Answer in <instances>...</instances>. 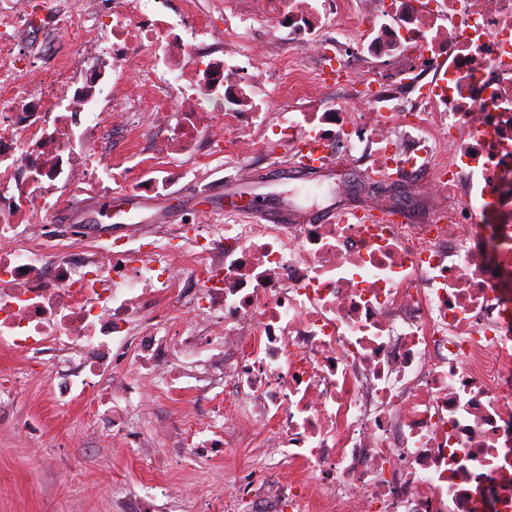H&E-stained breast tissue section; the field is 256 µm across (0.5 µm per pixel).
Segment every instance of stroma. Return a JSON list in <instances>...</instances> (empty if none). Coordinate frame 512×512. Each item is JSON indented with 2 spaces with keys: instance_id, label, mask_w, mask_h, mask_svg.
Here are the masks:
<instances>
[{
  "instance_id": "stroma-1",
  "label": "stroma",
  "mask_w": 512,
  "mask_h": 512,
  "mask_svg": "<svg viewBox=\"0 0 512 512\" xmlns=\"http://www.w3.org/2000/svg\"><path fill=\"white\" fill-rule=\"evenodd\" d=\"M46 2L38 27L23 33L22 39L40 57H62L69 51L65 18L70 2ZM248 161L256 179L248 194L263 197L275 212L286 208L313 215L341 197L377 205L400 204L410 210L417 207L411 189L375 193L366 175L346 167L321 177L318 194L312 197L306 192L307 181L279 176L263 152L250 151ZM223 176L220 158L203 172L187 167L175 190L155 195L151 208H136L127 201L122 207L137 221L159 215L173 224L192 216L205 219L220 212L222 196L195 204L191 195ZM113 203L109 194L69 197L46 221L81 226L88 237L108 242L116 232L108 217ZM8 363L19 369L20 385L10 420L0 422V512H116L122 499L149 494L155 484L164 482L184 485L188 495L179 501L160 502L159 512H197L205 502L223 500L226 470L247 468L261 453L258 441L247 439L229 454L220 448H169L155 441L147 455H137L107 437L101 423L91 419L82 405L54 406L48 383L26 371L22 358L11 357ZM69 470L73 478L64 479Z\"/></svg>"
}]
</instances>
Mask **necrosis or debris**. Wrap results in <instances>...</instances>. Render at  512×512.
Instances as JSON below:
<instances>
[{"label": "necrosis or debris", "instance_id": "necrosis-or-debris-1", "mask_svg": "<svg viewBox=\"0 0 512 512\" xmlns=\"http://www.w3.org/2000/svg\"><path fill=\"white\" fill-rule=\"evenodd\" d=\"M158 2L112 0L104 48L78 2L70 51L45 69L17 34L33 0H0V88L22 104L0 113V350L56 402L84 399L95 419L111 406L136 451L126 414L158 379L180 426L154 435L172 447L263 436L250 472H225L222 512H512V0H224L229 50ZM146 47L158 105L91 111ZM268 81L306 107L262 118ZM108 123L148 144L146 164L75 151ZM204 137L237 175L247 147L307 138L320 170L393 167L426 218L360 224L350 204L323 224L192 219L108 244L41 224L61 187L169 189L173 155L209 164ZM211 373L224 392L202 424L194 383Z\"/></svg>", "mask_w": 512, "mask_h": 512}]
</instances>
